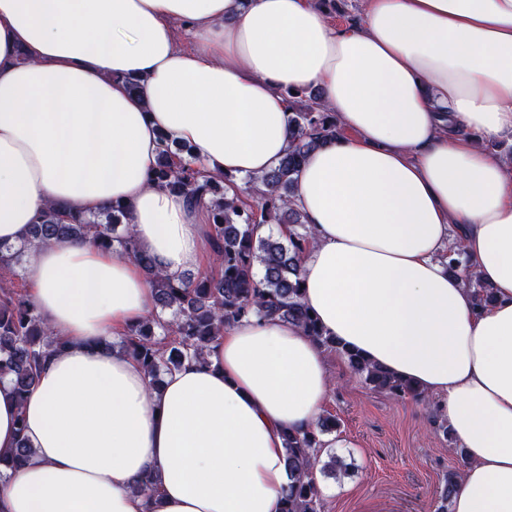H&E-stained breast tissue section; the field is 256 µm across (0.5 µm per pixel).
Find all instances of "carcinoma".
Masks as SVG:
<instances>
[{
  "mask_svg": "<svg viewBox=\"0 0 512 512\" xmlns=\"http://www.w3.org/2000/svg\"><path fill=\"white\" fill-rule=\"evenodd\" d=\"M290 141L279 165L246 184L262 186L254 201L228 196L224 175H214L185 158L184 146L164 148L152 169L151 181L185 196L211 217L208 247L213 270L197 278L174 279L163 273L147 254L137 250L124 209L114 204L88 217L79 211L46 208L25 240L16 246L0 244V379L13 382L19 402L37 384L47 356L64 343L55 339L28 293L12 286L32 250L53 242L90 241L119 251L144 271L160 312L128 326L121 349L158 386L164 375L186 360L203 361L224 336V329L251 318H281L296 323L327 351L340 353L350 369L371 388L395 399L423 401L427 394L409 382L375 366L336 339L323 334L302 300L300 266L313 241L312 229L294 203L296 176L308 152L340 135L334 114L322 107L310 90L288 95ZM263 224L288 227V233L262 234ZM123 230H118V226ZM170 316H163V312ZM338 420L327 414L316 426L284 434L286 465L292 481L284 490L281 512H322L317 474L324 449L320 436L336 430ZM30 456L24 441L5 456L6 465L21 467ZM457 478L450 474L439 491L437 512H448Z\"/></svg>",
  "mask_w": 512,
  "mask_h": 512,
  "instance_id": "1",
  "label": "carcinoma"
}]
</instances>
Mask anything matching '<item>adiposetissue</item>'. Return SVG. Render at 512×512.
Wrapping results in <instances>:
<instances>
[{
    "label": "adipose tissue",
    "instance_id": "obj_1",
    "mask_svg": "<svg viewBox=\"0 0 512 512\" xmlns=\"http://www.w3.org/2000/svg\"><path fill=\"white\" fill-rule=\"evenodd\" d=\"M0 0V243L48 206L120 204L171 277L199 267L209 215L150 180L163 142L238 179L289 145L286 91L316 89L343 136L311 150L295 204L313 230L303 300L327 335L438 398L466 452L452 512H512V0ZM140 80L130 91L128 78ZM463 257L494 290L475 306ZM30 295L63 351L18 402L0 380V512H280L284 434L315 426L323 347L242 321L152 390L112 349L149 317L137 264L91 243L31 253ZM152 477L145 504L136 481Z\"/></svg>",
    "mask_w": 512,
    "mask_h": 512
}]
</instances>
